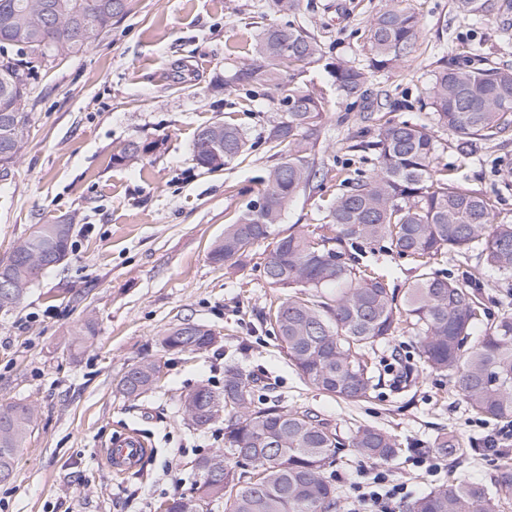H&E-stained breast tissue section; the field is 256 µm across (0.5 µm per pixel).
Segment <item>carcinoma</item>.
<instances>
[{"label":"carcinoma","mask_w":512,"mask_h":512,"mask_svg":"<svg viewBox=\"0 0 512 512\" xmlns=\"http://www.w3.org/2000/svg\"><path fill=\"white\" fill-rule=\"evenodd\" d=\"M130 0H0V169L9 172L27 140L31 112L28 75L35 59H65L86 51L122 19ZM369 69L398 65L416 51L418 22L391 0L369 23ZM320 47L300 26L271 25L257 37L256 57L238 67L224 88L264 86L284 112L267 130L266 142L278 161L268 172L261 207L248 205L224 227V238L209 253L215 264H241L257 244L269 241L263 277L288 291L263 320L286 349L303 382L349 402L370 398L381 374L371 358L374 348L394 337H413L419 358L435 372L448 374L451 390L474 413L512 424V314L503 313L480 334L475 328L485 310L478 289L481 272L469 281L449 278L434 268L450 254L477 252L483 265L512 274V224H494V202L437 168L435 128L448 131L464 155L497 140L512 128V67H442L427 97L434 125L389 118L378 124L376 170L368 180L350 183L328 206L321 232L275 231L288 207L314 189L322 176L312 152L318 141L325 98L316 96L296 74L318 61ZM336 90L368 100V69L338 60ZM251 148L237 124L217 120L199 131L193 160L218 171ZM147 151L137 141L124 144L115 162ZM73 224H36L0 261V274L14 283L0 309L16 306L49 269L42 255L69 252ZM386 241L400 256L415 259L418 274L403 291L385 276L359 266L344 244ZM212 330L185 333L182 325L165 331L168 356L199 351L213 344ZM161 360L131 365L118 388L139 397L157 384L153 370ZM215 398L224 399V448L199 458L200 478L190 494L164 502L166 512H196L202 503L224 502V512H336V488L325 476L342 448L387 461L401 451L389 431L360 424L348 432L318 415L285 410L259 394L257 379L235 366L224 368V386L201 383L182 401L185 415H203ZM34 420V409L14 404L0 411V482L11 479L17 448ZM441 454L464 458L468 449L446 433L436 441ZM219 458L224 481L206 474ZM512 500V464L503 463L490 487L460 480L415 498L408 512H493Z\"/></svg>","instance_id":"obj_1"}]
</instances>
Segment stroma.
Masks as SVG:
<instances>
[{"label": "stroma", "mask_w": 512, "mask_h": 512, "mask_svg": "<svg viewBox=\"0 0 512 512\" xmlns=\"http://www.w3.org/2000/svg\"><path fill=\"white\" fill-rule=\"evenodd\" d=\"M463 13L455 0H399L419 20L417 49L403 66L372 71L375 105L401 120L430 123L425 90L441 63L484 60L512 67V0H484ZM388 0H300L279 14L264 0H132L130 11L84 54L35 67L31 123L25 148L0 179V259L32 225L71 219L67 260L48 270L15 308L0 310V409L34 407L36 419L13 476L0 483V512H157L198 478L199 457L221 447L223 421L201 432L189 426L181 397L201 382L219 388L232 364L271 384L281 407L310 410L342 430L370 423L396 435L401 454L375 462L343 450L326 473L349 512L357 484L385 472L409 497L450 477L492 485L499 456L484 455L498 422L475 415L453 395L446 376L431 372L414 341L395 336L375 360L381 387L349 403L308 388L285 349L262 321L286 292L263 278L266 244L254 246L244 268L211 263L230 216L257 200L274 164L264 137L282 113L261 87L225 91L223 81L254 56L270 25L303 26L321 56L300 77L325 97L328 110L315 148L326 176L300 196L281 231L320 225L343 178L368 177L375 154L374 122L361 102L337 91L330 65L368 66L369 20ZM231 118L252 144L248 159L209 173L192 159L197 132ZM148 145L140 159L116 163L117 146ZM438 164L470 189L498 196L494 223H512V130L476 153L461 155L440 132ZM360 263L386 274L396 288L414 276V263L388 243L353 247ZM478 287L485 320L512 308V276L486 270ZM197 322L216 334L207 350L171 360L156 389L127 398L117 388L133 363L162 356L170 327ZM92 334H85L86 324ZM149 452L114 475L104 448L126 431ZM448 432L472 446L457 462L434 446Z\"/></svg>", "instance_id": "stroma-1"}]
</instances>
